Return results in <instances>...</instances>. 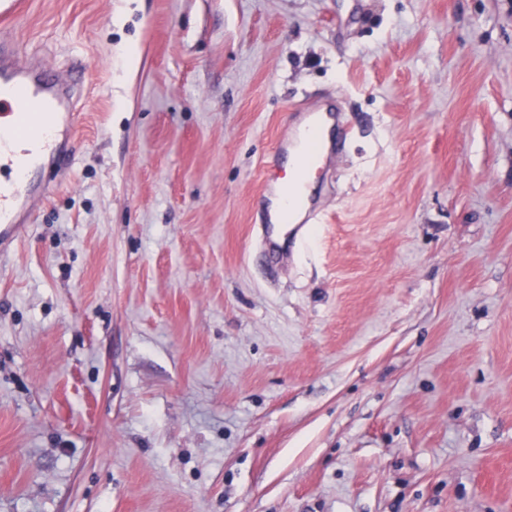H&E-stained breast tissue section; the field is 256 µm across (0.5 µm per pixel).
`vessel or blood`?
<instances>
[{
	"label": "vessel or blood",
	"instance_id": "obj_1",
	"mask_svg": "<svg viewBox=\"0 0 512 512\" xmlns=\"http://www.w3.org/2000/svg\"><path fill=\"white\" fill-rule=\"evenodd\" d=\"M60 102L48 86L28 79L20 63L18 48L0 43V251H7L20 237L23 223L34 210L42 185L28 183L33 164L40 158L65 157L67 137L75 129L73 113L59 110ZM338 127L324 128L319 112H311L304 131V146L294 178L275 184L265 178L266 191H280L283 204L275 222L265 226V246L269 255L287 253L291 242L302 232L295 224L293 198L310 181L312 161L338 139Z\"/></svg>",
	"mask_w": 512,
	"mask_h": 512
}]
</instances>
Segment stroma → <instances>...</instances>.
<instances>
[{"label": "stroma", "instance_id": "35a3bbf8", "mask_svg": "<svg viewBox=\"0 0 512 512\" xmlns=\"http://www.w3.org/2000/svg\"><path fill=\"white\" fill-rule=\"evenodd\" d=\"M17 2L80 127L0 255V512H512V0ZM321 110L311 112L310 120L304 131V146L300 155V163L295 170L294 178L279 185L283 199L280 212L276 216V224H264L266 253L271 256H279L288 252L289 244L295 241L301 234L303 224L293 223L295 212L291 206V200L300 195L301 189L310 181L313 172L312 161L319 156L326 147V139Z\"/></svg>", "mask_w": 512, "mask_h": 512}]
</instances>
